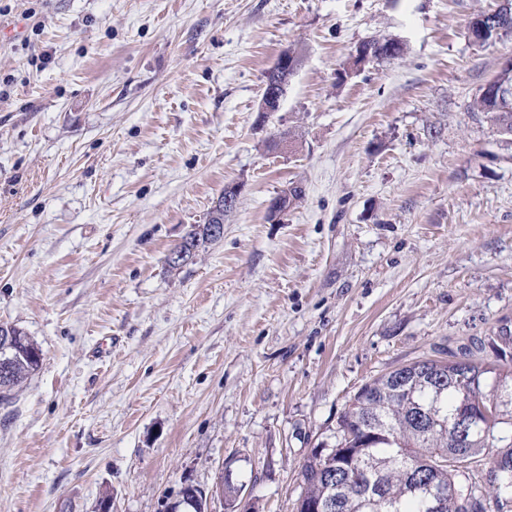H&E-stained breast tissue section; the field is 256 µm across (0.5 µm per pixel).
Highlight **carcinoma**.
<instances>
[{
	"instance_id": "1",
	"label": "carcinoma",
	"mask_w": 512,
	"mask_h": 512,
	"mask_svg": "<svg viewBox=\"0 0 512 512\" xmlns=\"http://www.w3.org/2000/svg\"><path fill=\"white\" fill-rule=\"evenodd\" d=\"M512 72L497 73L470 110L481 112L512 137V111L498 110V91ZM210 209L192 224L173 252L178 267L218 240L224 224ZM14 347L0 351V404L9 402L41 365L40 349L15 325L0 324ZM463 358H423L365 383L338 417L336 446L314 450L300 468L303 508L330 503L329 512H427L428 489L440 494L437 512H461V499L479 495L481 510L512 512V365ZM468 415V441L457 438V420Z\"/></svg>"
}]
</instances>
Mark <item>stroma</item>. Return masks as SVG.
Wrapping results in <instances>:
<instances>
[{
  "label": "stroma",
  "mask_w": 512,
  "mask_h": 512,
  "mask_svg": "<svg viewBox=\"0 0 512 512\" xmlns=\"http://www.w3.org/2000/svg\"><path fill=\"white\" fill-rule=\"evenodd\" d=\"M499 3L0 0L19 30L0 39V322L42 351L0 404V512H95L106 490L112 512H166L221 477L293 512L363 384L463 344L493 357L512 138L470 105L512 33L469 30ZM369 38L407 49L337 83ZM231 183L222 239L169 267ZM282 91H273L269 89L267 84H264L263 92L258 106V112L260 117L265 120L270 118L271 115L279 111L280 102L283 95L285 94V85L283 83L278 84Z\"/></svg>",
  "instance_id": "obj_1"
}]
</instances>
